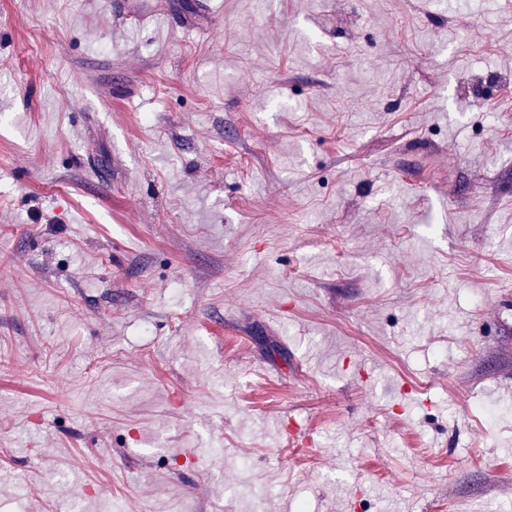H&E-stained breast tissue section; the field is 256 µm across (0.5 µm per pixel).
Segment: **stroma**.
I'll use <instances>...</instances> for the list:
<instances>
[{
  "label": "stroma",
  "instance_id": "35a3bbf8",
  "mask_svg": "<svg viewBox=\"0 0 512 512\" xmlns=\"http://www.w3.org/2000/svg\"><path fill=\"white\" fill-rule=\"evenodd\" d=\"M512 0H0V512H512Z\"/></svg>",
  "mask_w": 512,
  "mask_h": 512
}]
</instances>
